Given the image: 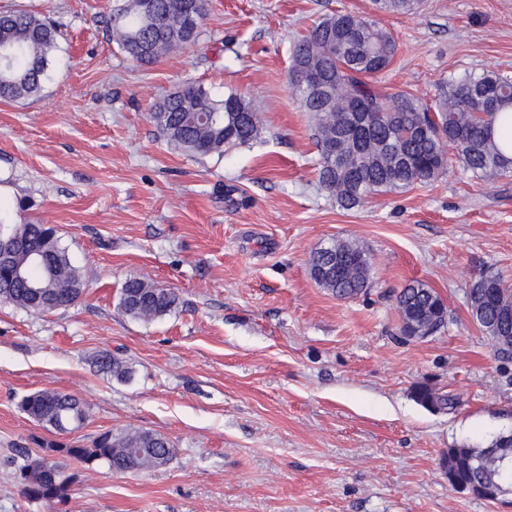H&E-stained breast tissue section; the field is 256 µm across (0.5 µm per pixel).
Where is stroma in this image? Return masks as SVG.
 Listing matches in <instances>:
<instances>
[{"label": "stroma", "mask_w": 512, "mask_h": 512, "mask_svg": "<svg viewBox=\"0 0 512 512\" xmlns=\"http://www.w3.org/2000/svg\"><path fill=\"white\" fill-rule=\"evenodd\" d=\"M61 26L36 97L0 102V219L54 226L89 274L66 310L0 303V512H512L451 488L444 450L512 430V354L473 323L482 273L512 285V176L477 180L449 161L432 183L346 211L318 183L313 127L289 86L294 42L326 14L369 15L398 43L371 84L423 102L465 74H512V0H209L202 35L152 65L109 37L112 0H0ZM235 92L262 133L224 156L163 139L155 103L185 83ZM334 240L370 254V288L339 299L308 261ZM137 277L175 292L163 318L123 316ZM419 280L444 299L445 331L400 336L396 295ZM110 351L126 380L97 372ZM426 385L456 398L427 407ZM49 389L87 406L67 442L128 429L164 435L173 458L117 473L60 462L59 506L27 499L5 457L52 441L19 402Z\"/></svg>", "instance_id": "1"}]
</instances>
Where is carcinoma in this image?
Segmentation results:
<instances>
[{
    "label": "carcinoma",
    "mask_w": 512,
    "mask_h": 512,
    "mask_svg": "<svg viewBox=\"0 0 512 512\" xmlns=\"http://www.w3.org/2000/svg\"><path fill=\"white\" fill-rule=\"evenodd\" d=\"M419 0H373L376 10L408 15ZM208 0H116L111 36L133 60L149 65L162 56L192 44L201 34ZM58 28L40 14L15 9L0 13V101L37 95L57 47ZM397 53L394 37L370 17L338 11L297 39L291 69L312 66L327 74L328 84L313 89L289 79L303 109L314 119L320 186L345 210L360 206L372 194L396 193L416 183H431L454 158L476 179L512 176V157L492 128L512 113V77L495 72L465 75L444 81L435 104L428 106L405 92L391 93L371 86L368 78L389 67ZM359 101L364 110L347 104ZM164 140L185 155H224V147L258 138L256 112L245 97L229 94L216 100L200 85L188 84L166 94L153 115ZM336 148L331 155L326 147ZM25 240L47 255L55 275L28 268L32 287L14 272L0 269V303L33 312L65 310L75 305L85 288V275L76 267L56 231L45 224H0V241ZM313 280L340 299L356 298L370 286V263L365 249L353 242L333 241L316 249L309 261ZM401 334L429 315L431 333L448 327V308L441 295L413 281L396 297ZM473 322L486 336L512 331V286L496 274H483L467 291ZM175 293L139 278L127 279L119 292L118 308L131 319L153 321L171 313ZM98 369L117 378L130 374L110 353L96 359ZM20 408L55 435L74 431L70 424L85 421L84 403L55 390L26 396ZM457 465L448 478L453 485L482 482L487 470L512 479V444L500 446L497 437L485 446L466 443L448 449ZM84 464H105L115 472L158 469L169 463L173 449L162 435L147 430L104 432L70 453ZM61 494L68 499V475L57 462Z\"/></svg>",
    "instance_id": "1"
}]
</instances>
